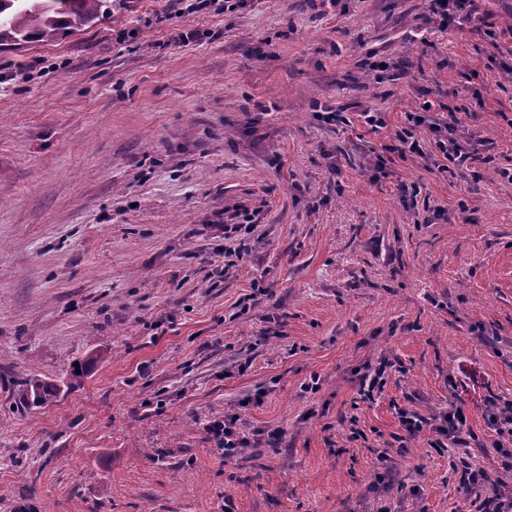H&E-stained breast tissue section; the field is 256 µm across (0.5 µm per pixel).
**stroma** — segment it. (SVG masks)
Masks as SVG:
<instances>
[{
    "label": "stroma",
    "instance_id": "stroma-1",
    "mask_svg": "<svg viewBox=\"0 0 512 512\" xmlns=\"http://www.w3.org/2000/svg\"><path fill=\"white\" fill-rule=\"evenodd\" d=\"M477 6L487 30L443 33L426 0H128L0 48V512H470L461 449L396 417L451 405L512 488L491 424L512 400V0ZM427 99L492 162L375 178ZM240 207L259 221L228 267L212 223ZM33 375L72 386L18 408ZM234 413L228 458L208 427ZM180 4L185 3V8L192 12L220 11L227 13H235L244 3L245 0H177Z\"/></svg>",
    "mask_w": 512,
    "mask_h": 512
}]
</instances>
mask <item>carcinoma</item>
<instances>
[{
    "label": "carcinoma",
    "instance_id": "cac0c4a2",
    "mask_svg": "<svg viewBox=\"0 0 512 512\" xmlns=\"http://www.w3.org/2000/svg\"><path fill=\"white\" fill-rule=\"evenodd\" d=\"M126 0H0V47L32 41L52 42L65 33L80 31L112 16V7ZM62 387L38 375L15 390L25 409L39 407L60 396Z\"/></svg>",
    "mask_w": 512,
    "mask_h": 512
}]
</instances>
